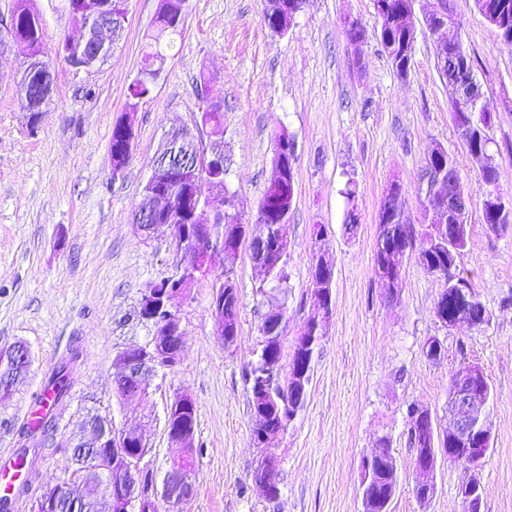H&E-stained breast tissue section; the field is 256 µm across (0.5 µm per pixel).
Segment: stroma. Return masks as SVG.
Segmentation results:
<instances>
[{"instance_id":"1","label":"stroma","mask_w":512,"mask_h":512,"mask_svg":"<svg viewBox=\"0 0 512 512\" xmlns=\"http://www.w3.org/2000/svg\"><path fill=\"white\" fill-rule=\"evenodd\" d=\"M157 4L125 0L122 39L103 64L76 75L56 55L60 40L79 33L67 0H33L53 77L33 126L18 92L26 54L0 49V348L21 344L31 356L26 376L0 397V456L24 460L9 480L6 512H33L45 488L72 481V446L90 412L119 430L146 425L147 461L164 474L180 454L165 433V411L181 393L197 406V491L183 512H363L361 461L383 438L399 472L390 512H463L458 489L470 473L444 457L434 497L415 498L407 420L410 405L419 404L446 427L448 383L469 363L484 368L494 390L492 448L480 471L482 512H512V231L489 232L483 220L479 176L453 122L448 86L436 70V37L423 19L431 0L414 4L415 51L404 76L376 37L382 19L373 0H304L283 36L264 26L265 0H188L183 33L153 93L136 109L132 156L116 175L112 128L128 109L127 89L141 69ZM455 9L457 34L493 115L498 188L512 196V49L472 0H457ZM347 19L365 29L362 42L347 38ZM204 75L224 110L225 180L243 223L254 221L269 185L275 133L294 139L282 372H289L294 339L318 309L310 290L314 252L334 272L332 312L311 362L306 404L270 450L280 487L273 501L254 480L267 450L251 439L246 372L261 348L263 307L248 247L233 264L236 343L224 347L214 335L213 277L224 269L218 256L213 276L174 303L184 331L178 365L160 372L146 397L120 403L113 393L114 358L154 333L139 316L141 296L173 261L169 229L142 236L133 212L165 134L199 119ZM436 143L453 153L471 197L458 270L490 315L479 327L449 329L438 321L444 283L417 259L405 263L394 299L374 272L378 214L391 184H400L410 222L428 221L418 186ZM352 211L358 228L351 234ZM317 224L327 231L319 243L312 236ZM433 337L443 345L437 361L425 353ZM62 366L67 391L51 407L50 425L32 428L35 398Z\"/></svg>"}]
</instances>
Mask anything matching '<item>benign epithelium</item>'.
<instances>
[{
    "instance_id": "7a95c632",
    "label": "benign epithelium",
    "mask_w": 512,
    "mask_h": 512,
    "mask_svg": "<svg viewBox=\"0 0 512 512\" xmlns=\"http://www.w3.org/2000/svg\"><path fill=\"white\" fill-rule=\"evenodd\" d=\"M70 12L75 22L91 28L92 37L84 47V54L98 59L102 48V34L115 30V14L112 5L106 0H68ZM281 12L280 28L288 33L299 12V0H276ZM455 0H434L432 8L425 13V24L433 31L447 27L454 16ZM9 40L29 51V43L25 33L18 25L17 15L11 14L9 22L0 28V40ZM456 44L454 40H439L436 45V60L450 69L453 79L448 83L450 98L473 97L484 101V95L478 84L471 80L467 66L448 54V50ZM21 100L26 106V118L36 122L42 112V105L50 95L45 91L36 96L28 80H23L20 88ZM134 113L127 112L120 119L126 143L116 149L112 156V174L118 175L125 167L123 159L131 155L133 140L129 139L133 132ZM222 148L214 146L210 149L200 146L197 155H186L175 149L170 150L161 161L151 165V174L147 181L149 205L139 208L134 214V223L145 237L152 231L166 225L171 229L170 247L175 255L168 276L159 282L150 284L142 294L141 308L146 318L155 327L154 336L145 345L131 348L120 353L114 362L116 369L115 387H128L136 382L141 386L151 387L152 382L161 368H170L171 355L181 356L182 347H173L172 342L182 340L181 323L173 310V301L186 297L194 285L201 279L211 275L212 258L217 253L224 254L228 259L238 254L243 238L240 232H249L248 228L221 232L217 224L202 220L205 209L236 210V197L224 193V181L213 176L207 188L200 191L196 186L187 185L183 193L174 192L182 175L189 169L196 170L203 165L212 169L214 162L221 156ZM475 168L487 175L484 184V208L497 221L512 220V199L502 195L496 188L497 164L495 155L490 149L476 152L473 155ZM427 181L433 183V190L428 202L430 223L446 224L448 216L464 215L467 211V198L461 185L460 175L454 165L448 166V176L434 173L430 167L425 168ZM280 256L274 261L258 252L257 241L250 242L253 262L263 273L270 274L277 264H282L286 256L288 233L280 235ZM380 249L395 261L399 259L398 250L402 249L399 234L391 227L382 229L379 236ZM311 286L315 295L321 300L320 314L309 319L314 328L325 326L331 314V303L324 301L327 279L314 277ZM458 311L453 319L440 318V322L453 327L460 322L470 326H479L488 319L486 309L475 304L472 290L468 283L459 280L456 283ZM211 315L216 325V340L224 343V296L220 295V287H215L210 303ZM29 351L22 345L0 349V373L4 382L13 383L29 367ZM281 374L280 360L270 356L264 365V381L256 384V392L264 396L268 393ZM458 382L450 396L449 412L452 423L448 435L455 441L465 443L459 454L448 457V460L461 463L472 471L480 469L483 460L491 450L488 442L490 433V415L486 410L488 404L485 396V371L478 364L462 367L454 376ZM168 441L180 448V456L174 460L163 480H157L153 471L145 462L149 454L145 430H117L112 421L104 418L85 421L82 428L90 433L81 439L77 446L83 448H105L104 454L91 453L80 455L79 467L83 471H92L99 476L100 482L95 488L94 496L102 504L104 512H133L141 509L144 504L161 505L166 503L178 509L191 500L185 488L191 482L190 469L183 466V459L195 447V431L183 426H172L170 421L164 423ZM439 449L417 459L414 462L415 485L434 488L435 471ZM459 495L468 512H481L482 487L473 482L461 485ZM76 498L68 483L63 482L40 494L34 504V512H55L60 500Z\"/></svg>"
}]
</instances>
